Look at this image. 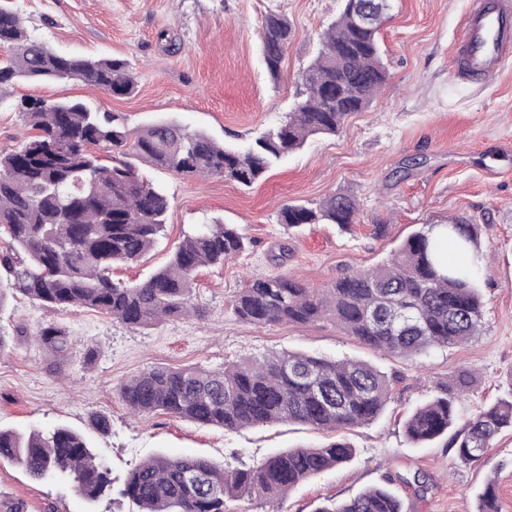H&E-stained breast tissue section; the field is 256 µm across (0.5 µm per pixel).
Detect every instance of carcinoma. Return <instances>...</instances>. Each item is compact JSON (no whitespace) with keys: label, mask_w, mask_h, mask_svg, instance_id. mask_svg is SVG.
<instances>
[{"label":"carcinoma","mask_w":512,"mask_h":512,"mask_svg":"<svg viewBox=\"0 0 512 512\" xmlns=\"http://www.w3.org/2000/svg\"><path fill=\"white\" fill-rule=\"evenodd\" d=\"M362 6L368 13L363 25L352 3H342L320 35L318 54L299 76L301 100L248 148H228L205 133L159 121L138 133L136 154L178 175L217 176L249 187L309 139L338 134L350 114L368 107L386 77L379 34L388 11L378 0H362ZM294 35L284 15L265 17L261 55L272 76L278 75ZM0 45L13 49L12 57L0 62L3 98L22 80L90 82L117 97L135 90L127 60L54 50L28 33L7 0H0ZM16 108L37 134L0 155V282H5L0 304L11 292L51 310L89 308L131 328L196 312L190 305L194 274L243 253L246 237L227 224L201 227L185 235L168 264L150 277L131 284L113 281V266L136 262L164 231L166 193L131 163L114 158L105 164L97 155L99 148L127 142V131L111 113L72 98L22 100ZM356 214L355 198L339 192L315 207L286 205L278 219L290 229L335 224L347 230ZM446 240L455 242L466 261H443ZM482 256L476 225L458 219L429 224L386 262L346 273L320 291L291 275L255 277L236 296L234 313L258 325L327 320L376 350L420 357L433 348L462 345L482 331ZM17 335L33 336L57 356L71 345V336L54 323L33 334L20 327ZM470 382L467 370L451 376L442 395L407 417L408 437L416 443L443 439L459 460L479 459L503 429L512 427V397L493 402L452 433L455 401ZM390 391L387 376L366 362L282 351L242 358L222 371L153 368L127 380L120 398L135 415L160 411L231 432L285 421L338 432L376 420ZM353 455L354 448L336 440L280 451L236 469L204 457L152 456L131 470L120 495L135 512H224L226 501L254 497L279 504L299 484ZM0 461L35 480L67 477L92 502L111 483L108 468L84 437L66 427L47 434L0 429ZM314 512L403 509L393 490L377 485L347 500L327 499ZM478 512H498L491 483Z\"/></svg>","instance_id":"carcinoma-1"}]
</instances>
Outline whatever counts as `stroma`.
<instances>
[{
	"instance_id": "stroma-1",
	"label": "stroma",
	"mask_w": 512,
	"mask_h": 512,
	"mask_svg": "<svg viewBox=\"0 0 512 512\" xmlns=\"http://www.w3.org/2000/svg\"><path fill=\"white\" fill-rule=\"evenodd\" d=\"M30 33L53 49L130 61L133 96L115 97L90 83L20 82L11 100L78 98L116 115L130 132L156 120L206 132L243 147L277 126L299 97L298 76L315 58L320 34L336 19L341 0H10ZM472 0H393L381 28L386 79L341 132L309 140L250 187L219 177L177 175L126 153V161L169 198L165 234L136 263L113 269L125 283L145 279L169 260L195 228L214 221L237 225L245 252L199 271L193 302L201 314L130 328L111 317L74 307L61 312L8 296L0 305V427L27 433L59 426L85 437L111 471L114 492L88 501L72 484L35 481L0 461V500L24 512H128L116 493L129 471L155 454L200 456L227 468L251 466L288 448L320 447L335 439L355 454L343 466L291 490L282 512H314L327 498L342 500L401 474L419 473L414 488L394 489L404 512H477L479 496L495 481L500 512H512V429H504L485 458L461 462L442 443L418 446L404 422L442 384L469 370L468 393L455 404L458 423L493 401L512 396V63L485 83L456 76L453 48ZM285 15L296 31L280 72L270 77L260 55L265 15ZM170 30L180 48L162 49ZM335 192L355 197L350 231L308 224L289 231L277 222L288 204L317 205ZM458 217L478 225L487 256L483 271V329L464 345L435 348L408 359L363 345L332 323L257 325L241 321L234 299L245 281L284 271L308 287L390 258L425 224ZM288 243L283 268L271 260ZM53 322L68 331L62 356L18 337ZM292 351L367 362L387 375L391 399L374 422L323 432L277 423L235 432L168 414L132 415L120 385L154 367L210 370L242 356ZM107 415L110 430L90 426Z\"/></svg>"
}]
</instances>
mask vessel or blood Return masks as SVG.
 I'll use <instances>...</instances> for the list:
<instances>
[{"instance_id":"obj_1","label":"vessel or blood","mask_w":512,"mask_h":512,"mask_svg":"<svg viewBox=\"0 0 512 512\" xmlns=\"http://www.w3.org/2000/svg\"><path fill=\"white\" fill-rule=\"evenodd\" d=\"M455 58L463 72L484 80L512 60V5L507 0H473Z\"/></svg>"}]
</instances>
